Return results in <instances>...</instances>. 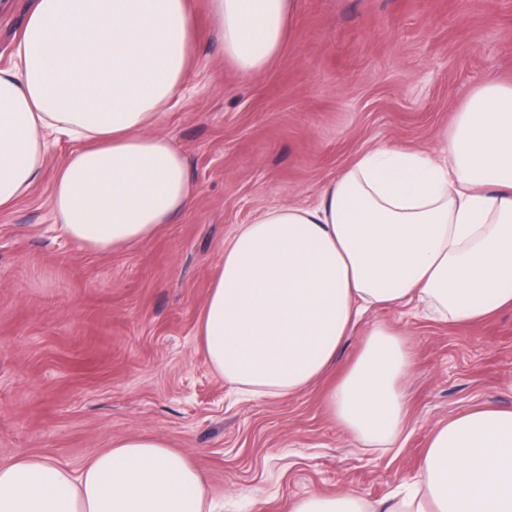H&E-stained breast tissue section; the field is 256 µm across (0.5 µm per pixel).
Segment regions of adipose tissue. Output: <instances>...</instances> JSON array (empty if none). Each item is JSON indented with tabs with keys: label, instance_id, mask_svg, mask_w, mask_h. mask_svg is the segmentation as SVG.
Listing matches in <instances>:
<instances>
[{
	"label": "adipose tissue",
	"instance_id": "obj_1",
	"mask_svg": "<svg viewBox=\"0 0 512 512\" xmlns=\"http://www.w3.org/2000/svg\"><path fill=\"white\" fill-rule=\"evenodd\" d=\"M293 0H209L224 55L261 71ZM192 0H32L0 66V211L25 197L60 140L73 148L51 208L71 240L133 248L190 203L185 159L154 127L190 71ZM416 310L448 325L512 308V84L479 87L440 151L383 145L327 182L317 203L242 225L199 311L207 360L238 393L292 396L324 379L365 315ZM406 339L373 324L327 390L330 418L384 447L407 416ZM0 512H213L201 471L163 438L113 441L72 469L0 463ZM288 512H512V409L436 426L414 481L370 505L312 493Z\"/></svg>",
	"mask_w": 512,
	"mask_h": 512
}]
</instances>
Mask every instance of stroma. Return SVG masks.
Here are the masks:
<instances>
[{
  "label": "stroma",
  "instance_id": "1",
  "mask_svg": "<svg viewBox=\"0 0 512 512\" xmlns=\"http://www.w3.org/2000/svg\"><path fill=\"white\" fill-rule=\"evenodd\" d=\"M189 77L157 129L196 193L122 251L69 239L50 208L59 141L29 195L0 214V462L40 454L80 467L112 441L185 450L223 512H285L352 490L376 503L419 469L433 428L477 405L512 409V308L466 326L368 312L336 366L292 397L236 399L211 369L198 313L224 245L270 207L309 205L362 150L438 148L471 93L512 82V0H294L280 53L241 76L208 0H193ZM375 323L414 351L400 440L374 448L326 410L325 392Z\"/></svg>",
  "mask_w": 512,
  "mask_h": 512
}]
</instances>
